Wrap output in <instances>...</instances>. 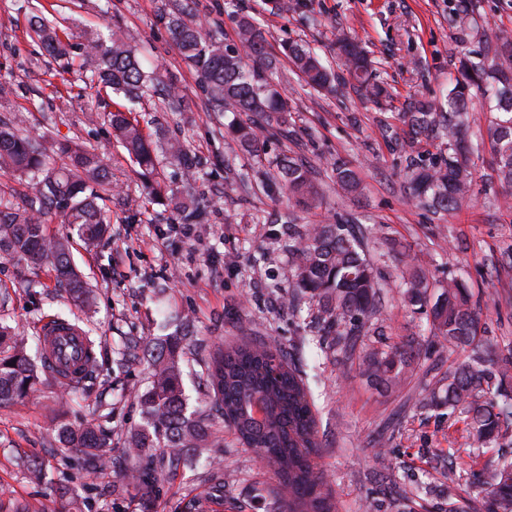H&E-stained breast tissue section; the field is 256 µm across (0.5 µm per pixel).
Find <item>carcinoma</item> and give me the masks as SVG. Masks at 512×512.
I'll return each mask as SVG.
<instances>
[{
	"label": "carcinoma",
	"mask_w": 512,
	"mask_h": 512,
	"mask_svg": "<svg viewBox=\"0 0 512 512\" xmlns=\"http://www.w3.org/2000/svg\"><path fill=\"white\" fill-rule=\"evenodd\" d=\"M239 42L226 44L193 21L190 10L175 5L160 14L182 60L195 71L199 86L213 112H244L252 119L237 125L240 143L253 148L259 132L287 123L288 100L272 75L275 63L265 51V38L252 19L235 14ZM32 32L58 60H69L71 46L56 26L40 15L30 20ZM494 55L509 61L506 68L488 69L481 61L467 60L460 78L441 101L415 100L402 114L416 134L436 132L444 151L428 162L409 158L412 195L419 202L443 212L457 208L473 193V149L465 144L472 89L480 91L490 109L497 112L488 128L495 147L494 172L512 196V36L503 34L493 47ZM282 54L317 91L336 90V73L308 44L286 41ZM336 54L352 87L364 99L379 104L390 97L388 87L377 79L367 52L348 38L336 40ZM79 66L84 82L97 84L127 104L107 113L116 142L139 169L148 195L162 198L174 214L175 224H198L202 208L176 192L165 195L159 181L163 161L180 166L186 181L201 167L199 159L178 138L162 136L153 141L134 116V105L158 98L164 108L178 111L182 96L171 81L143 70L136 50L114 33L92 35L81 46ZM63 162L50 159L47 149L0 119V170L26 176L34 197L14 207L0 198V257L23 258L33 264L48 263L57 281L83 305L94 297L70 258V236L48 235L44 216L52 212L87 246L100 241L112 223L106 201L112 189V173L97 148L84 141L57 147ZM279 187L288 190L295 207L321 205L316 171L291 155H277ZM333 177L350 195L361 190L358 174L342 163L334 164ZM296 211L272 212L257 218L260 224H286L288 233V284L317 302L322 331L336 338V346L354 350L368 335L381 308L382 277L363 240L350 230L349 219L338 216L323 224H297ZM403 263L400 284L403 301L425 313L428 339L448 349L466 353L448 374L428 384L421 408L441 406L464 416L466 438L474 448L512 445V392L506 380L512 373V343L504 347L484 336L472 294L460 275L435 293L426 274L413 262ZM0 327V402L23 400L33 395L40 381L23 341L7 340ZM192 337L182 336L151 354V381L137 393L143 425L130 433L129 447L139 457L152 448L163 449V465L177 468L188 462L189 450L201 451L213 442L212 417L219 416L235 438L253 449L273 473L276 483L268 488V512H339L312 458L321 448L318 423L301 372L282 348L263 342L244 341L209 353L202 373L209 408L187 412L183 390L182 361ZM417 356L415 339L394 344L370 340L361 345L359 369L387 391L398 388L405 371ZM57 437L66 448L94 454L105 446L93 426L73 427L56 423ZM126 484L143 489L156 477L137 466L120 473ZM448 486L437 512H512V458L473 470L465 477L448 465ZM413 493L402 490L390 502L394 512H415Z\"/></svg>",
	"instance_id": "1"
}]
</instances>
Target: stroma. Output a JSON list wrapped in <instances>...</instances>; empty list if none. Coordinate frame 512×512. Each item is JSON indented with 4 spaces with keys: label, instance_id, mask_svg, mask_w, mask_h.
I'll return each instance as SVG.
<instances>
[{
    "label": "stroma",
    "instance_id": "obj_1",
    "mask_svg": "<svg viewBox=\"0 0 512 512\" xmlns=\"http://www.w3.org/2000/svg\"><path fill=\"white\" fill-rule=\"evenodd\" d=\"M169 0H0V82L12 94L0 99V118L42 143L79 139L94 144L112 169L116 187L109 206L112 224L93 248L72 246L73 259L95 296L91 310L75 305L47 265L0 258V324L24 339L39 358L37 338L47 320L63 315L88 329L95 340L96 372L72 389L43 377L29 399L0 405V512H63L77 499L82 512H213L208 468L160 470L149 497L120 481L117 468L149 467L132 458L129 433L142 422L136 398L150 378V354L177 333L176 317H190L196 345L185 357L184 385L193 406H204L198 376L209 352L245 340L281 346L298 367L314 402L322 447L315 459L341 503L340 512L382 506L399 487L420 490L440 481V469H479L496 461V449L477 453L466 439L464 418L447 409L416 408L422 387L447 372L464 353H451L422 336L425 317L404 306L401 264L391 251L400 243L435 279L463 275L488 333L512 342V207L492 168L488 127L494 118L482 97L473 100L469 141L476 145L474 196L453 212L436 213L417 203L406 181L410 151H440V141L419 136L409 146L402 120L415 99H441L465 59L486 55L499 32H512V0H292L287 12L269 0H239L263 29L266 52L275 59L274 78L291 110L288 136H268L264 151L241 146L231 127L245 114L211 112L197 76L181 59L157 17ZM227 0H194L191 13L205 30L235 42L237 28ZM56 24L73 46L101 28L118 31L135 45L145 70H158L178 86L180 112L144 104L158 125L184 140L203 161L192 191L207 221L184 234L171 211L146 197L122 147L100 116L118 99L86 86L63 70L29 30L33 13ZM358 39L392 96L376 105L351 85L332 93L307 86L282 56L286 40L304 41L335 62L336 30ZM301 157L318 172L321 207L299 214L303 224L343 215L368 235V248L386 283L377 322L390 341L419 335V356L394 392L376 389L333 340L316 345L321 326L317 304L293 298L283 272L288 267V228L259 224L256 216L290 204L276 188L272 159L280 152ZM343 161L359 175L363 191L344 196L330 167ZM67 419L104 431L107 443L95 457L58 443L54 424ZM209 448L221 467L224 494L243 512H266L273 474L239 444L222 421ZM454 447L453 458L441 450ZM42 463L46 478L31 482L30 462Z\"/></svg>",
    "mask_w": 512,
    "mask_h": 512
}]
</instances>
